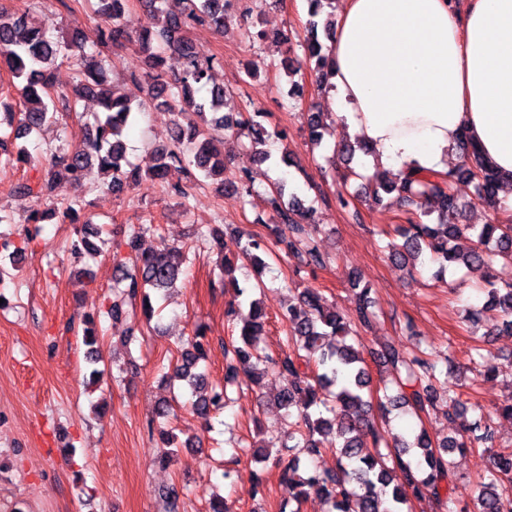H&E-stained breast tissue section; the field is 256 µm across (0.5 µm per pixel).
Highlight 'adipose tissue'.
I'll return each mask as SVG.
<instances>
[{"mask_svg":"<svg viewBox=\"0 0 512 512\" xmlns=\"http://www.w3.org/2000/svg\"><path fill=\"white\" fill-rule=\"evenodd\" d=\"M329 107L367 170L447 173L462 139L512 211V0H342Z\"/></svg>","mask_w":512,"mask_h":512,"instance_id":"adipose-tissue-1","label":"adipose tissue"}]
</instances>
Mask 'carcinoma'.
<instances>
[{"mask_svg": "<svg viewBox=\"0 0 512 512\" xmlns=\"http://www.w3.org/2000/svg\"><path fill=\"white\" fill-rule=\"evenodd\" d=\"M129 0H97L95 15L102 20L91 32L76 30L67 41H59L37 26L29 14L0 10V64L11 77L19 80V110L6 107L0 111V168L14 167L28 162L30 154L25 142L39 136L41 131L59 122L62 111L74 112L84 98L98 100L101 114L83 125L79 144L62 154L59 147L44 150L48 156L47 183L66 179L78 183L92 172H97L115 195L123 194L131 183L142 178L158 180L167 186L168 194L183 210L189 209L190 193L179 182L169 181L171 171L189 175L198 171L215 185L219 194L234 189V193L250 192V184L235 188V182L224 177V132H247L251 137L250 161L262 164L271 158L266 148L270 132L254 116L242 112H226L227 91L212 82L214 58L197 51L189 36L196 25L207 24L224 30L229 0H179L181 7H164L166 0H138L145 15V24L137 30L129 29L124 17ZM308 19L300 47L313 61L316 81L329 85L335 48L332 34L335 22L325 12L329 0H307ZM136 43L143 58V71L132 74V79L146 83V98L137 102L116 95L102 64V49ZM176 54L183 59L181 74L167 77L164 70L166 55ZM64 60L78 70V81L70 88L55 85L54 69ZM209 87L208 96L195 97V92ZM162 106L175 113V134L168 145L152 149L153 164L141 168L126 156L124 133L133 114L148 106ZM329 113L314 112L308 123L310 144L318 147L328 133ZM378 185L374 203L382 205L390 200L405 215V223L394 229L402 239L387 242L392 258L409 268V273H420L428 264L445 269L451 265L470 267L499 266L487 283V300L482 311L498 312L502 326L512 329V225L462 224V206L454 193V183L466 180L474 184L476 199L485 207L494 200L499 177L485 165L473 148H463L460 164L448 173L422 174L407 172L394 181L385 174L372 176ZM285 181L273 185L272 211L268 217L258 216L254 223L264 224L275 235V243H284L287 254L298 262V267L320 268L326 260L312 237L317 230L312 204L290 195L283 205ZM438 213L435 224L423 218ZM78 209L73 204L54 208L36 207L26 211L20 219L0 213V224H26L23 242L29 243L37 235L36 225L57 216L70 221L77 219ZM145 224L129 227L124 246L125 256L113 260L120 276L112 289V318L123 313V306L142 297L144 313L151 318L154 307L148 290H168L183 274L179 263L168 253L138 252ZM103 227L85 224L79 238L72 243V252L94 256L99 253L93 239L101 236ZM475 238L473 246L463 248L459 241ZM273 254L271 243L253 233L245 234L242 258L250 263L256 277H262L267 268L263 256ZM219 269L224 274L223 288L233 290L237 303L230 305L228 314L240 324L239 339L231 342L225 352L232 354L234 364L228 367L226 382L238 377L243 369L246 377L262 378L273 367L283 382L279 392V406L288 410V455L274 458L262 455L263 461H272L281 478L285 497L280 512H286L291 502L298 504L316 495L329 501L333 512H410L408 495L419 501H431L445 512H468L458 507L450 493L453 476L448 455L471 448L494 447L495 431L487 419L462 425L461 433L432 441L426 431L413 440L385 442L376 424L373 411L386 414L391 409L409 407L420 415L441 403L448 408V419L455 421L464 412L460 393L439 390L437 366L423 350L407 351L385 345L378 356L394 375L395 393L374 400L371 379L366 369L363 346L358 342V329L368 328L375 317V301L371 290L352 281L353 309L345 315L324 305L321 294L305 291L288 301L279 319L284 326V349L273 357L260 346L264 335L266 314L260 299L250 295V288L240 285L234 276L236 266L229 258L220 259ZM83 344L87 346L86 360L93 365L91 374L100 378L102 371L95 368L101 361L98 350V332L95 316L83 317ZM352 338L347 342L346 338ZM210 341L202 326L193 336L179 343L173 366L174 378L181 388L190 393L191 408L205 420L220 415L231 398L227 387L209 385L201 362L205 359ZM172 405L159 403L153 411L151 433L157 435L164 451L159 462L164 464L177 452V436L166 424ZM336 435V472L322 473L317 468H305L302 459L314 460L325 450L324 438ZM386 451H381V448ZM512 482V448L494 452L493 472L478 485L474 512H512V497L505 483ZM182 491L172 485L159 493V512H179Z\"/></svg>", "mask_w": 512, "mask_h": 512, "instance_id": "cac0c4a2", "label": "carcinoma"}]
</instances>
